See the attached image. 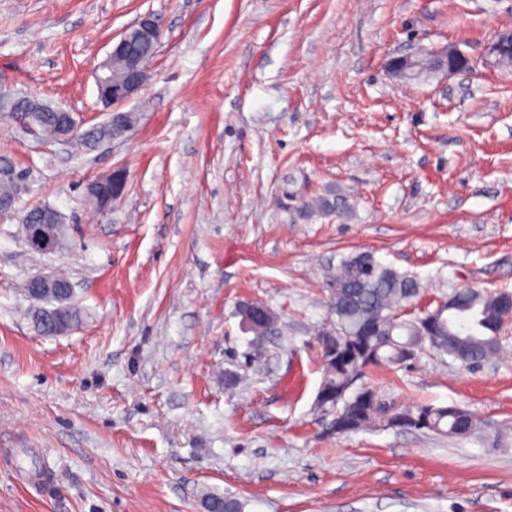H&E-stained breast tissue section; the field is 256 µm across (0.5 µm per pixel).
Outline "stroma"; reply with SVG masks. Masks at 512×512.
Returning <instances> with one entry per match:
<instances>
[{"instance_id":"stroma-1","label":"stroma","mask_w":512,"mask_h":512,"mask_svg":"<svg viewBox=\"0 0 512 512\" xmlns=\"http://www.w3.org/2000/svg\"><path fill=\"white\" fill-rule=\"evenodd\" d=\"M151 13L162 37L124 138L89 150L0 118V157L31 172L0 214V512H512V317L472 368L424 350L369 368L389 405L457 404L482 440L333 432L316 331L340 260L414 274L413 316L459 288L512 290V71L486 62L512 0H0V86L105 121L94 73ZM457 48L472 72L394 79L393 56ZM121 170L111 211L88 182ZM333 187L345 221L288 194ZM65 218L53 255L19 211ZM74 285L82 324L43 336L23 281ZM277 318L261 341L240 308Z\"/></svg>"}]
</instances>
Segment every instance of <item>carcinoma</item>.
<instances>
[{
    "label": "carcinoma",
    "mask_w": 512,
    "mask_h": 512,
    "mask_svg": "<svg viewBox=\"0 0 512 512\" xmlns=\"http://www.w3.org/2000/svg\"><path fill=\"white\" fill-rule=\"evenodd\" d=\"M159 43L134 41L131 50L144 65L154 58ZM475 69L466 53L424 52L407 66H393L397 78L422 81L440 71L465 72ZM124 62H112L110 79L103 88L106 96L124 89ZM41 106L29 113L42 136L53 141L60 129L59 113L46 107L48 101L38 99ZM352 206L346 196L329 188L313 200H301L297 212L310 217L330 215L338 220L350 216ZM334 278L353 287L354 297L340 288L329 297L332 323L318 333L323 361L324 378L321 389L327 395L325 409L333 413L331 425L344 423L349 430L367 428H409L428 430L450 437L476 438L480 433L478 420L457 406H401L381 408L378 398H369L353 384L354 378L364 376L371 366L386 364L401 366L412 360L424 347L458 359L472 366L495 355L500 349V332L509 311L512 294L463 288L453 291L449 298L458 306L452 317H437L431 333L422 330L421 317L400 318L399 309L419 295L416 276L400 272L378 261L371 252H359L343 258L336 267ZM353 349L352 358L336 362L329 355L334 343ZM215 512L227 509L240 512L241 504L232 497L204 493Z\"/></svg>",
    "instance_id": "carcinoma-1"
}]
</instances>
